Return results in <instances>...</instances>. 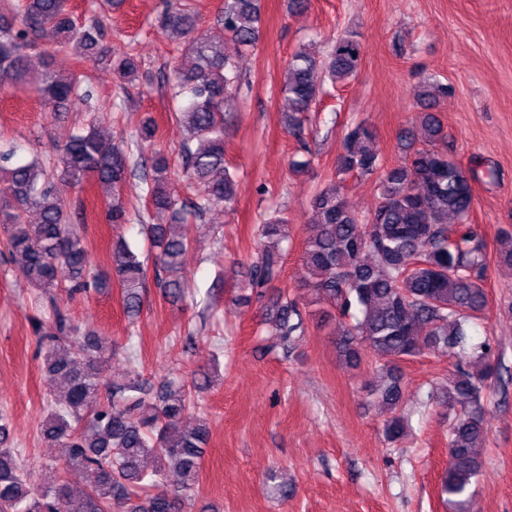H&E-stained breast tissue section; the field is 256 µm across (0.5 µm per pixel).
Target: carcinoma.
<instances>
[{"mask_svg": "<svg viewBox=\"0 0 512 512\" xmlns=\"http://www.w3.org/2000/svg\"><path fill=\"white\" fill-rule=\"evenodd\" d=\"M224 36L239 51L254 48L260 38L259 0H224ZM160 27L186 45L169 75L173 97L181 100L179 122L186 130L181 167L199 189L191 209L202 217L215 205L236 199V179L224 162V107L240 86L236 61L224 53V42L195 33V20L178 0H166ZM49 31L54 41L41 55L72 51L73 67L59 73L48 67L36 72L26 49L35 45L30 32ZM101 21L74 23L67 0H7L0 14V85L32 88L50 107L89 102L92 84L85 64L93 60L110 66L121 79L138 74L137 55H115L101 43ZM362 44L354 33L338 38L322 59L306 44L291 54L280 92L287 104L284 127L302 131L310 123L312 105L336 86L358 75ZM448 95V85L425 78L416 90L424 106L411 126L402 130L403 162L381 170L373 150L375 131L365 121L348 128L336 156L335 172L314 194V232L301 255L305 276L302 300L283 291L273 293L290 240L288 217L273 213L257 225L259 250L246 287L259 298L270 297L268 333L286 350L307 332L299 302L315 307L318 317L339 315L336 347L349 366L363 356L387 377L371 389L375 403L386 407L388 441L404 437L409 422L396 413L401 399L398 363L428 351L457 356L467 343L470 318L487 306L485 289L489 258L485 244L469 222L473 208L472 182L478 173L463 168L448 155V133L430 111L436 99ZM158 127L148 117L133 139L105 145L96 124L71 135L54 161L35 155L25 162L0 166V225L7 234L10 256L23 278L43 290L68 294L104 286L108 276L91 272L92 262L82 224L85 212L71 210L56 186L52 171L61 170L71 187L92 181L104 189L105 219L129 220L124 197L128 177L141 173L148 186L147 210L157 219L143 225L156 253V279L166 297L185 294L182 258L192 238L184 224L185 205L169 186L171 160L161 152L150 156ZM302 159L290 162L292 172L308 173L313 156L302 143ZM378 175V204L359 212L347 204L342 183L350 174ZM37 215L29 223L28 213ZM112 276L121 289L127 317L142 307L148 280L147 262L124 240L112 244ZM56 333L40 340L43 370L61 387L47 401L40 425L42 437L58 455L34 470L17 450L7 446L8 429L0 417V512H185L197 488L210 440L207 419L183 425L214 385L210 371L195 372L191 384L167 380L154 400L144 397L133 354H128V380L102 398L99 364L112 348L104 336H74L75 327L54 310ZM483 361L480 370L460 358L443 387L439 403L448 414V468L441 491L450 512H468L472 486L482 468V442L487 431L481 400L496 367L485 362L490 341L471 345ZM156 466L147 469V461ZM180 477V492L163 488L166 471ZM90 471L93 482L78 496L65 476Z\"/></svg>", "mask_w": 512, "mask_h": 512, "instance_id": "carcinoma-1", "label": "carcinoma"}]
</instances>
